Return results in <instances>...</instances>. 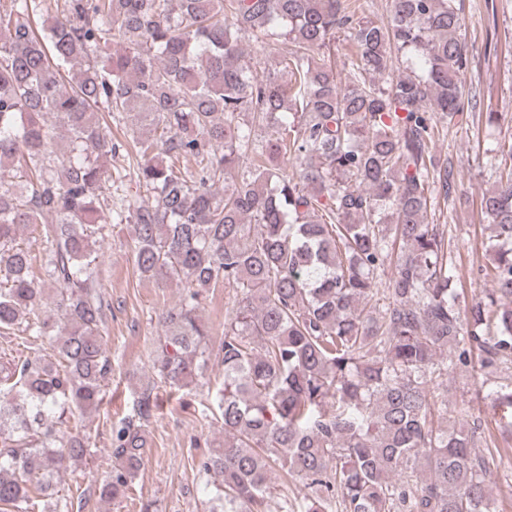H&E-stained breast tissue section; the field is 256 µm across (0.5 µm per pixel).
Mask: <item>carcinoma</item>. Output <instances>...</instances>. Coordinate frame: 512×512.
I'll list each match as a JSON object with an SVG mask.
<instances>
[{
    "label": "carcinoma",
    "instance_id": "obj_1",
    "mask_svg": "<svg viewBox=\"0 0 512 512\" xmlns=\"http://www.w3.org/2000/svg\"><path fill=\"white\" fill-rule=\"evenodd\" d=\"M339 33L357 49L345 82ZM246 38L293 50L261 78ZM395 55L406 67L394 77ZM467 64L462 0H388L385 21L348 0H0V329L56 350L0 367V507L36 512L62 463L89 451L52 418L97 408L112 372L95 243L127 224L140 276L184 287L162 314L169 388L197 382L212 355L206 293H235L217 351L224 442L200 463L209 512H487L489 468L433 387L512 360V305L498 303L512 300V143L480 200L493 295L463 297L445 225L428 223L434 195L451 193L434 115L481 111ZM102 111L156 132L134 142L153 203L112 202L126 144ZM52 119L67 127L61 144ZM47 222L58 320L17 241ZM491 397L512 409V383ZM145 453L141 424L125 420L103 499L125 497ZM276 472L315 494L274 502Z\"/></svg>",
    "mask_w": 512,
    "mask_h": 512
}]
</instances>
